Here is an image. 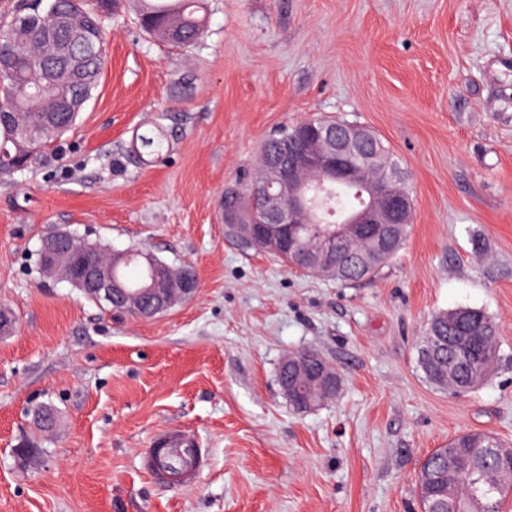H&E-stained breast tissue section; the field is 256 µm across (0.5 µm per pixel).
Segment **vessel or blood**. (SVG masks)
<instances>
[{
  "label": "vessel or blood",
  "mask_w": 512,
  "mask_h": 512,
  "mask_svg": "<svg viewBox=\"0 0 512 512\" xmlns=\"http://www.w3.org/2000/svg\"><path fill=\"white\" fill-rule=\"evenodd\" d=\"M142 464L158 482L190 486L196 483L204 459L193 436L169 431L158 435L152 447L144 452Z\"/></svg>",
  "instance_id": "vessel-or-blood-1"
}]
</instances>
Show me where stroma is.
Segmentation results:
<instances>
[{"label":"stroma","instance_id":"1","mask_svg":"<svg viewBox=\"0 0 512 512\" xmlns=\"http://www.w3.org/2000/svg\"><path fill=\"white\" fill-rule=\"evenodd\" d=\"M196 46L108 23L99 83L75 127L0 178V512H420L424 457L469 430L512 444V0H207ZM150 164L133 131L158 113ZM332 115L376 131L415 198L407 237L353 285L242 251L224 190L257 174L284 125ZM58 229L189 266L197 294L151 319L40 274ZM484 309L501 357L457 395L419 346L432 316ZM315 349L342 378L296 413L277 382ZM194 431L196 484L141 464L155 436ZM165 119L164 113H159L155 121L149 124L138 135L139 157L163 158L169 151V141L164 135V127L162 121Z\"/></svg>","mask_w":512,"mask_h":512}]
</instances>
